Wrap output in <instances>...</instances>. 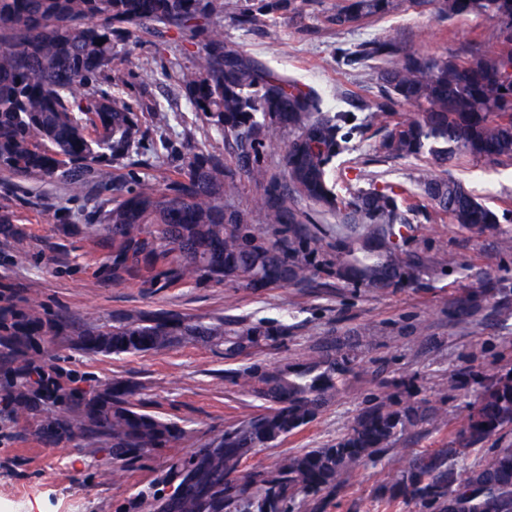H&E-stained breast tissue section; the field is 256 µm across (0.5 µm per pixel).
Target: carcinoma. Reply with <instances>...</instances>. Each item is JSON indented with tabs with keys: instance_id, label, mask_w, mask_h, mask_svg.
Listing matches in <instances>:
<instances>
[{
	"instance_id": "carcinoma-1",
	"label": "carcinoma",
	"mask_w": 512,
	"mask_h": 512,
	"mask_svg": "<svg viewBox=\"0 0 512 512\" xmlns=\"http://www.w3.org/2000/svg\"><path fill=\"white\" fill-rule=\"evenodd\" d=\"M292 0H259L237 9L236 25L254 29ZM424 4L440 19L482 14L501 30L494 43L464 55L417 56L392 39L366 40L342 52L350 65L376 76L381 95L371 123L384 128L385 158H426L439 167L459 156L512 161V0H341L327 21L346 27ZM224 0H0V179L38 178L62 183L76 196L105 197L92 211L93 237L112 245V279L136 276L152 287L176 282H237L258 290L306 282L317 267L322 240L305 226L295 203L303 200L335 219L336 279L375 292L418 279L421 262L402 249L411 209L405 190L373 185L348 196L336 192L331 169L355 130L348 111L323 110L322 97L305 91L224 41L216 20ZM145 25L175 30L198 46V70L183 78L196 114L232 138L237 169L264 187L259 208L287 243L251 230V211L224 208L237 184L220 161L187 158L166 188L141 180L132 187L112 177V162L130 158L143 137L139 113L157 123L169 117L158 101L133 106L97 87L112 70V43ZM415 113L396 122L399 104ZM288 131L285 185L269 188L255 160L269 132ZM435 212L464 228L482 230L507 219L461 182L422 170L418 177ZM78 330L73 346L87 353L144 354L182 343L215 347L234 361L260 339L285 327L241 325L234 318L205 322L172 310L141 312L85 327L66 311L50 312L18 296L0 280V406L18 416L58 411L42 424L48 441L78 431L111 449L112 460L142 458L184 434L151 410L145 387L126 377L90 379L64 371L46 337ZM350 357L326 345L307 364L260 363L236 373L264 412L212 435L205 447L171 460L142 494L154 512H291L306 500L324 512L340 478L388 447L401 432L429 422L434 409L388 399L359 415L336 443L291 453L274 465L243 474L256 448H265L310 424L330 404ZM512 426V372L483 387L460 430L464 447ZM412 495L436 512H512V445L485 462L458 471L443 452L410 458L387 505Z\"/></svg>"
}]
</instances>
